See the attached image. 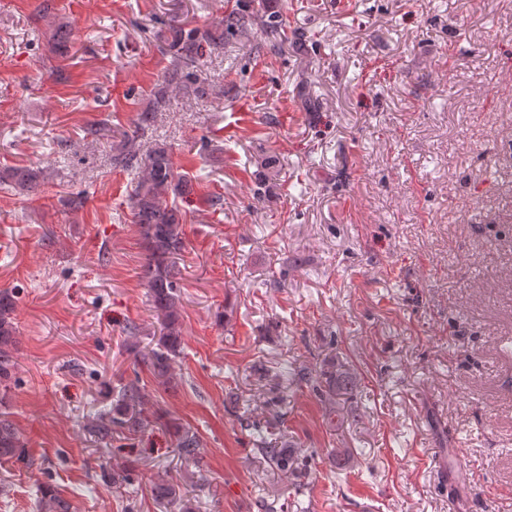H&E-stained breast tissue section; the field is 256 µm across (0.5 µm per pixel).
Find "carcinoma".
<instances>
[{"mask_svg":"<svg viewBox=\"0 0 512 512\" xmlns=\"http://www.w3.org/2000/svg\"><path fill=\"white\" fill-rule=\"evenodd\" d=\"M254 29L266 35L264 41L253 46L258 53L264 50L272 52L288 41V34L279 19L277 0H266V10L262 14L254 13L245 6L228 12L215 23L212 30L172 27L167 48L171 61L164 74V86L157 92L153 104L137 113L133 133H118L119 140L112 145V166L131 175V211L146 252L142 278L150 306L159 322V335L153 337L152 345L135 350V359L163 384L173 379L172 364L182 348V294L178 264L185 252L186 242L184 215L177 199L189 193V181L176 171L167 145L155 142L144 150L137 140L145 137L154 127L159 106L168 94L181 92L190 85L196 86L198 94H205L207 79L196 71L197 64L223 48L225 36H243ZM46 180V172L38 166L0 168V184L19 191L34 192ZM170 195L174 196V200H168ZM16 308V293L1 288L0 390L3 392L9 389L16 375ZM300 380L310 383L318 392L324 389L336 396L353 392L357 385L356 374L343 365L319 371L306 368ZM145 405L146 396L139 380L121 382L112 387V406L96 415L90 432L106 446L127 433L137 432L145 426ZM247 426L257 431L253 444L270 467L287 474L297 487L308 484L311 471L299 462L292 449L267 438L262 434L259 423L253 421ZM173 445L184 461L197 459L200 440L195 433L174 427ZM9 463L21 464L26 468L33 466L9 413L0 410V465ZM151 491L157 499L166 502L171 512H193L191 498L176 493L174 486L157 484ZM36 509L37 512H71V505L51 484L43 482L38 486Z\"/></svg>","mask_w":512,"mask_h":512,"instance_id":"cac0c4a2","label":"carcinoma"}]
</instances>
